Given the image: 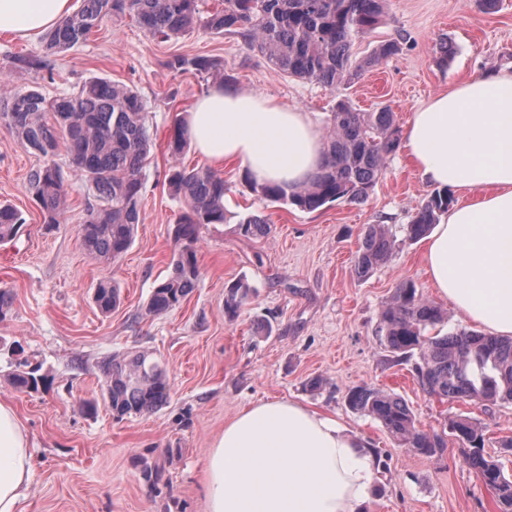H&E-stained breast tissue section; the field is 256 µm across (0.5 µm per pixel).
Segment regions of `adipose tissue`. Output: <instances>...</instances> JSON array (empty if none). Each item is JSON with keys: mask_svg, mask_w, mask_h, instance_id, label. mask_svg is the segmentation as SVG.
<instances>
[{"mask_svg": "<svg viewBox=\"0 0 512 512\" xmlns=\"http://www.w3.org/2000/svg\"><path fill=\"white\" fill-rule=\"evenodd\" d=\"M70 0H0V32L35 38L71 12ZM188 137L210 164L240 163L291 190L324 161L309 113L217 84L196 99ZM413 168L457 201L424 238L439 298L491 335L512 337V72L465 79L422 102L403 134ZM33 442L0 401V512H23ZM375 482L367 442L290 400L259 402L225 423L209 451L208 512H360Z\"/></svg>", "mask_w": 512, "mask_h": 512, "instance_id": "adipose-tissue-1", "label": "adipose tissue"}]
</instances>
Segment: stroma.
Instances as JSON below:
<instances>
[{"label":"stroma","instance_id":"obj_1","mask_svg":"<svg viewBox=\"0 0 512 512\" xmlns=\"http://www.w3.org/2000/svg\"><path fill=\"white\" fill-rule=\"evenodd\" d=\"M444 39L454 47L445 63L436 51ZM387 40L399 41L398 54L354 84L330 90L276 74L229 34L198 28L161 42L132 20L107 19L80 47L57 56L52 75L16 73L0 81V94L35 82L49 96L92 75L133 86L154 135L144 220L132 246L103 261L89 256L78 237L88 197L84 180L68 172L59 221L44 223L27 191L40 159L0 127V201L26 219L14 241L0 244V287L13 294L0 321V401L16 408L36 443L24 512H207L203 471L214 439L238 410L282 399L370 441L380 470L367 512H498L448 425L471 417L485 431L487 452L512 474V451L499 445L512 437V402L484 406L429 394L411 364L395 361L376 337L380 312L401 281L435 296L422 245L407 238L405 227L436 187L403 152L389 158L366 201L312 212L265 201L250 190L243 167L224 165L225 207L264 214L267 234L249 239L233 223L201 226L195 287L175 308L145 313L177 250L171 230L184 209L163 185L175 160L170 125L210 87L194 72L168 70L166 61L223 59L233 89L298 107L320 124L344 99L363 112L390 106L403 128L422 101L459 80L512 70V0H498L491 10L482 0H390L386 24L354 51L361 58ZM369 224L387 225L395 248L387 263L360 279L352 259ZM105 278L121 288L119 305L108 313L93 300ZM240 279L254 294L232 319L224 296ZM137 353L165 369L168 398L153 411L120 417L105 399L106 369L112 358ZM34 367L43 383L16 389L14 374ZM362 385L399 394L419 429L445 437L443 451L427 457L398 446L378 421L349 409L346 393Z\"/></svg>","mask_w":512,"mask_h":512}]
</instances>
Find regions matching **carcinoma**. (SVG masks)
Segmentation results:
<instances>
[{
  "mask_svg": "<svg viewBox=\"0 0 512 512\" xmlns=\"http://www.w3.org/2000/svg\"><path fill=\"white\" fill-rule=\"evenodd\" d=\"M389 0H224V7L206 14L199 0H81L80 8L45 34L41 55L9 57L0 75L14 71L53 73L52 57L84 43L93 29L108 17L130 16L155 39L181 37L197 27L214 34L239 37L266 59L281 75L315 82L330 90L348 86L363 72L399 51L390 40L374 46L357 59L356 39L369 35L383 23ZM173 72L193 71L203 79L222 84L224 60L176 55L166 61ZM0 126L9 130L26 149L41 159L28 178V192L39 205L44 223L56 224L65 200L63 167L57 162L65 147L68 167L85 181L89 196L79 234L83 249L109 260L132 245L137 224L143 220V168L152 138L148 113L140 93L131 86L100 76H90L68 93L47 97L38 84L0 96ZM325 163L312 181L287 193L266 183L249 184L262 198L315 211L338 200L365 201L383 176L387 159L400 145V127L386 106L360 112L339 100L326 121ZM184 118H175L168 147L172 157L188 145ZM168 191L183 200L185 210L172 234L178 245L171 272L150 296L147 309L159 313L174 308L194 288L199 277L194 244L204 224H226L233 215L224 206V176L210 168L171 165L165 178ZM448 191L432 194L420 204L407 225V235L419 240L448 211ZM25 222L20 210L0 203V243L12 240ZM268 219L238 216L237 226L246 237L267 231ZM393 241L383 224H369L361 235L353 261L359 278L370 276L390 257ZM253 295L250 284L239 279L228 286L224 309L235 315ZM94 300L103 312L120 301L109 279L100 281ZM444 320L441 309L420 293L410 280L400 282L380 313L376 336L399 361L413 362L419 385L447 399L478 403L512 401V340L475 331L430 335ZM42 378L35 370L14 375V386L34 389ZM167 379L161 365L138 354L110 361L105 378V398L119 416L141 414L160 406L167 397ZM348 406L380 422L398 445L424 456L445 448L438 434L416 427L408 405L388 391L360 386L346 394ZM451 435L468 449L469 463L492 490L499 512H512V475L485 455L482 427L466 416L453 419Z\"/></svg>",
  "mask_w": 512,
  "mask_h": 512,
  "instance_id": "carcinoma-1",
  "label": "carcinoma"
}]
</instances>
